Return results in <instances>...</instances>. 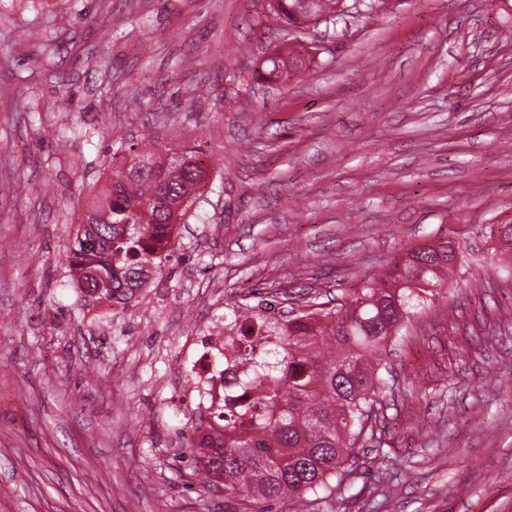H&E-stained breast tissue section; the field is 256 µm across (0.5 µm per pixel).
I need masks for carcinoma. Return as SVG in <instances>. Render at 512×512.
<instances>
[{
    "instance_id": "obj_1",
    "label": "carcinoma",
    "mask_w": 512,
    "mask_h": 512,
    "mask_svg": "<svg viewBox=\"0 0 512 512\" xmlns=\"http://www.w3.org/2000/svg\"><path fill=\"white\" fill-rule=\"evenodd\" d=\"M110 155L111 177L81 213L66 261L81 292L121 301L151 276L172 275L181 255L170 232L192 208L209 166L193 148L152 137L143 150L121 143ZM446 254L444 238L416 245L333 308L292 317L286 329L253 306L224 318L246 340L281 337L275 361L251 366L254 395L218 412L224 434L204 437L197 424L187 440L203 485L224 486L225 512H271L285 498L327 496L342 485L382 388L385 343L423 296L453 276ZM258 441L274 452H256Z\"/></svg>"
}]
</instances>
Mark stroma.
Segmentation results:
<instances>
[{"instance_id":"obj_1","label":"stroma","mask_w":512,"mask_h":512,"mask_svg":"<svg viewBox=\"0 0 512 512\" xmlns=\"http://www.w3.org/2000/svg\"><path fill=\"white\" fill-rule=\"evenodd\" d=\"M295 68L260 81L277 50ZM212 180L144 302L84 304L66 251L108 146ZM512 0H0V512H224L192 476L194 360L234 305L327 310L456 230L467 261L383 354L352 474L273 512H512Z\"/></svg>"}]
</instances>
